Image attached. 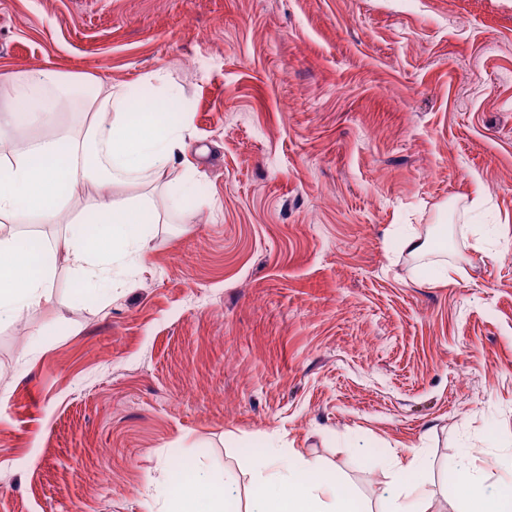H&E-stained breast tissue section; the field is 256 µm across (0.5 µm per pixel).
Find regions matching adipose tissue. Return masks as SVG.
<instances>
[{"label": "adipose tissue", "instance_id": "1", "mask_svg": "<svg viewBox=\"0 0 512 512\" xmlns=\"http://www.w3.org/2000/svg\"><path fill=\"white\" fill-rule=\"evenodd\" d=\"M182 109L173 86L153 98L48 68L0 74V222L69 227L54 240L0 231V322L46 301L57 255L96 281L111 280L114 260H143L140 225L166 221L149 198L93 200L78 221L72 203L91 187L148 180L178 205L165 176L185 147L187 128L164 115ZM254 472L267 489L257 512H356L351 497L337 496L333 475L298 453H265ZM448 496L466 502L467 512H512V491L486 495L467 467Z\"/></svg>", "mask_w": 512, "mask_h": 512}]
</instances>
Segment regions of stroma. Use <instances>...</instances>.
Wrapping results in <instances>:
<instances>
[{"instance_id":"stroma-1","label":"stroma","mask_w":512,"mask_h":512,"mask_svg":"<svg viewBox=\"0 0 512 512\" xmlns=\"http://www.w3.org/2000/svg\"><path fill=\"white\" fill-rule=\"evenodd\" d=\"M32 67L162 71L189 191L111 289L60 262L48 301L0 324V512H148L181 494L178 460L252 512L270 448L359 512H391L396 456L447 512L461 464L497 489L512 0H0V72ZM409 230L448 246L407 253Z\"/></svg>"}]
</instances>
